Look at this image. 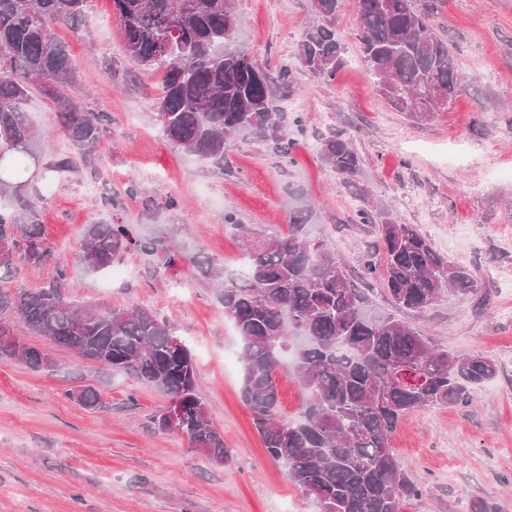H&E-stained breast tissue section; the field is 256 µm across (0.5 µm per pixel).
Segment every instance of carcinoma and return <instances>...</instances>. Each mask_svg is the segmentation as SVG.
Segmentation results:
<instances>
[{
    "instance_id": "1",
    "label": "carcinoma",
    "mask_w": 512,
    "mask_h": 512,
    "mask_svg": "<svg viewBox=\"0 0 512 512\" xmlns=\"http://www.w3.org/2000/svg\"><path fill=\"white\" fill-rule=\"evenodd\" d=\"M92 0H0V274L18 263L42 265L51 255L35 206L26 196L29 166L39 167L38 139L25 106L38 87L54 105L57 129L72 155L48 163L57 176L91 164L100 142L101 116L81 111L67 95L76 63L54 34L76 24ZM316 21L297 46L300 63L331 80L342 46L333 20L340 0H311ZM363 61L381 95L417 121L448 109L462 88L455 54L439 38L430 0H354ZM112 11L134 61L162 74L154 120L164 138L224 174V145L253 131L270 137L287 155L282 120L271 111L272 79L236 45L232 0H112ZM322 161L348 183L358 167L349 142H322ZM375 227L384 267L368 260L361 276L382 279L399 309L422 313L448 292L477 295L468 270L448 262L413 224L386 212L358 213ZM311 209L288 214V234L254 239L246 246L242 276L220 281L218 298L242 342V397L273 460L310 495L320 512H403L418 493L391 439L409 413L433 405H465L473 389L494 377L496 361L484 354L455 357L431 338L388 317H371L343 267L326 245L311 239ZM161 255L168 265L187 262L200 278H213L207 258H189L159 237L140 238L118 220L84 226L77 258L102 273L121 254ZM67 267L39 288L0 294V312L18 316L31 333L45 336L98 366L120 369L165 392L183 406L178 432L214 464L228 457L211 422L188 348L172 344L174 327L146 309L98 311L68 300ZM0 358L33 371H53L51 355L13 333L0 319ZM295 381L300 407L279 412V375ZM68 397L86 410L105 407L92 385Z\"/></svg>"
}]
</instances>
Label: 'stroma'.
Returning <instances> with one entry per match:
<instances>
[{"mask_svg": "<svg viewBox=\"0 0 512 512\" xmlns=\"http://www.w3.org/2000/svg\"><path fill=\"white\" fill-rule=\"evenodd\" d=\"M234 3L239 40L255 64L270 73L292 67L291 83L275 85L272 98L284 115L288 157L245 131L227 140L219 176L168 143L154 121L159 75L127 53L112 0H93L79 30L61 25L56 34L79 66L69 96L82 111L105 117L94 167L31 182L27 194L52 256L0 280L10 296L47 284L64 265L71 300L102 311L143 308L168 320L194 358L228 457L212 465L180 433L161 432L154 417L168 404L162 391L120 370L97 373L18 322V337L47 349L58 369L35 372L0 360V512H318L268 455L241 400L242 343L215 284L192 278L186 264L167 266L138 252L116 259L126 270L120 279L86 272L76 257L84 224L117 217L139 236L165 238L231 272L245 255L225 212L259 238L286 234L289 211L308 204L310 236L336 255L372 315L395 309L380 282L360 276L376 250L372 226L357 218L363 209L416 225L487 288L483 304L448 294L425 313L406 314L441 349L491 356L498 372L469 404L408 414L392 447L419 488L405 512H469L477 498L512 512V0H438L433 28L465 81L452 107L424 122L380 95L362 60L352 0H343L336 17L344 52L332 81L296 58L310 0ZM26 112L41 134L44 161L71 153L42 92L33 93ZM335 133L358 155L345 185L320 158L323 139ZM133 185L139 194H129ZM171 196L178 208L166 207ZM88 384L99 389L104 409L87 411L67 398Z\"/></svg>", "mask_w": 512, "mask_h": 512, "instance_id": "obj_1", "label": "stroma"}]
</instances>
